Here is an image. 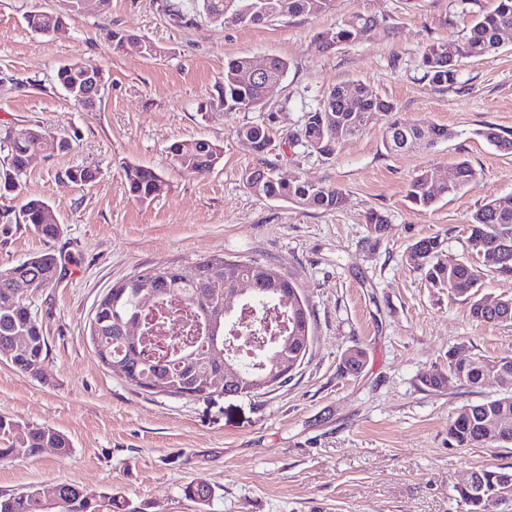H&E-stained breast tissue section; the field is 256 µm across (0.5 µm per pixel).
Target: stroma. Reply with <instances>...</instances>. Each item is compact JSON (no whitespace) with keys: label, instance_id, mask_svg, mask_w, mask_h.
<instances>
[{"label":"stroma","instance_id":"35a3bbf8","mask_svg":"<svg viewBox=\"0 0 512 512\" xmlns=\"http://www.w3.org/2000/svg\"><path fill=\"white\" fill-rule=\"evenodd\" d=\"M494 4L334 0L327 12L256 26L202 14L182 26L159 0H109L106 10L88 8L44 36L25 16L59 9V0H0V137L41 126L72 140L67 151L32 159L20 196L0 198V216L17 213L24 198L43 199L60 227L46 240L0 219V266L43 250L59 261L57 279L28 296L47 343L43 376L21 374L1 355L0 415L73 442L66 457L47 448L0 459V493L76 484L119 494L141 512H467L458 486L472 472L511 468L512 445L453 447L448 422L501 390L452 380L433 391L422 376L447 368L456 349L478 363L512 359V322L476 321L408 254L435 236L450 257L481 263L467 240L469 217L512 194V151L479 135L489 125L512 131V42L463 60L450 88L430 83L421 66L427 44L463 40L474 16ZM355 13L376 16L379 28L364 41L319 48V35ZM118 29L152 43L157 56L112 45L106 33ZM239 56H278L288 72L257 108L200 113L225 62ZM68 61L104 74L96 108L56 84L57 66ZM349 81L393 102L395 119L447 128L451 138L393 154L378 121L329 157L292 143L305 112ZM251 123L269 131L264 154L236 136ZM190 138L223 149L205 176L167 156L172 141ZM460 161L475 170L471 182L428 209L410 202L420 171L440 179ZM128 164L161 174L152 202L130 197ZM262 164L285 179L337 186L346 202L323 211L257 197L242 174ZM74 167L91 169L94 180L64 181ZM372 211L389 226L377 240L366 224ZM220 256L274 266L307 298L310 349L286 384L265 394L183 398L136 389L99 362L90 321L113 284L153 266L189 274L200 259ZM357 347L363 369L343 373L344 353ZM190 482L213 488L209 505L184 498Z\"/></svg>","mask_w":512,"mask_h":512}]
</instances>
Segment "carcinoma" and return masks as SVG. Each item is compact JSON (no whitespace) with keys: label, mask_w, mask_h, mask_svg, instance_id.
<instances>
[{"label":"carcinoma","mask_w":512,"mask_h":512,"mask_svg":"<svg viewBox=\"0 0 512 512\" xmlns=\"http://www.w3.org/2000/svg\"><path fill=\"white\" fill-rule=\"evenodd\" d=\"M226 0H191L193 9H201L210 19L221 24L261 25L283 16L317 15L331 8L333 0H235L225 10ZM161 10L175 21L187 24L188 12L181 0H160ZM27 26L35 32L50 35L58 26L52 11H33L25 16ZM378 20L368 14L356 13L344 18L336 29L320 38V46L329 48L340 43L365 40L377 29ZM512 33V0H496L493 10L480 14L464 39L458 43L434 42L422 53L424 76L439 87L457 83L459 63L463 59L483 57L500 47L499 35ZM247 56L231 58L224 64V80L215 86L217 102L226 112H237L262 104L265 84L280 82L288 71V61L269 58L265 81L248 83L242 74L249 68ZM57 85L74 99L95 84H105L103 73L86 75L79 63L60 64L55 73ZM394 104L374 94L359 82L335 86L321 107L305 113L304 123L295 140L312 152L330 156L345 142L361 135L379 119H387ZM17 140L7 134L8 169L0 173V197L19 193L18 179L35 152L48 156L66 151L70 143L42 133ZM240 141L256 154L265 153L270 136L258 124H245L236 130ZM499 150H512V135L488 126L479 132ZM449 137L444 127H420L397 121L386 123L383 145L390 153L404 152L417 145H432ZM167 154L180 170L202 176L210 173L222 160V148L205 139H178L169 144ZM266 173L262 187L253 191L261 198L284 200L301 208L324 211L337 210L345 203V194L337 186L311 184L301 178L288 181ZM130 196L137 202L152 201L162 183L160 174L146 166L128 164L124 168ZM475 177L471 165L462 161L448 170L446 181L437 183L429 173H418L409 183L408 198L421 208L432 207L442 197L460 190ZM15 223L24 224L44 239H53L60 232L49 205L38 198H29L14 216ZM468 242L473 250L502 274H512V252L502 256L499 241L512 240V195L489 201L469 217ZM409 261L425 272L426 280L435 288L448 289L454 297L469 303L472 318L484 323L512 321V297L498 299L491 307L486 298L478 297L485 273L471 263L466 264L444 254L438 237H424L410 248ZM194 278L185 280L173 266H155L137 274V281H120L100 300L91 321L89 336L100 362L110 361L112 372L136 388L151 394L182 396V392L201 393L208 389L210 372L224 366V340L228 330L225 320L231 308L237 307L234 294L240 282L252 285V301L258 310L276 306L285 314V338L278 341L270 356L292 362L306 354L305 337L312 336L311 312L301 309L303 297L299 289L275 268L256 261L244 262L224 258H206L196 263ZM58 270V259L50 251H41L0 267V347L13 345L18 338L25 343L7 356L18 372L38 376L42 373L47 345L42 324L28 303L34 286L51 282ZM147 291L155 300L175 297L180 307L169 309L171 318L182 324V336L160 347L153 342L157 326L143 320V339L138 346L128 345L116 326L140 315L139 296ZM506 376L504 393L483 403L470 405L448 422V443L472 448L494 444H512V360L501 359L481 366L457 361L449 356L448 369H437L424 375V384L440 389L453 377L462 384L477 387L488 374ZM45 448H54L62 455L71 453L72 442L63 432L47 426L25 424L14 418L0 416V458H28ZM479 488H459V497L468 512H494L499 498L512 492V470L503 467L476 472ZM62 505L50 504L42 497V488L31 486L21 492L0 495V512H130L129 503L121 496L97 494L75 484H61ZM186 498L202 505L209 503L212 489L206 485L184 487Z\"/></svg>","instance_id":"obj_1"}]
</instances>
